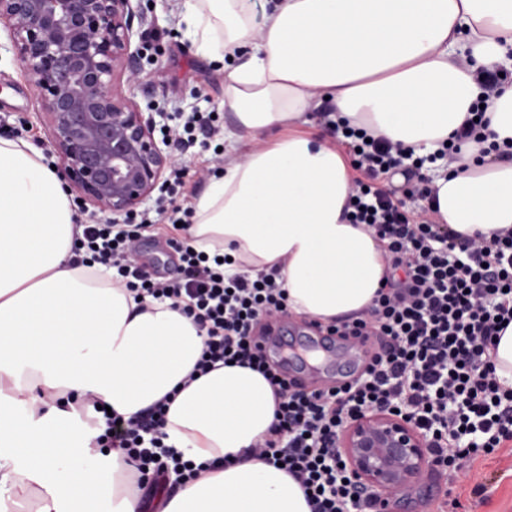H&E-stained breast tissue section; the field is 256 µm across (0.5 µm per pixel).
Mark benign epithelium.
Listing matches in <instances>:
<instances>
[{"instance_id": "7a95c632", "label": "benign epithelium", "mask_w": 512, "mask_h": 512, "mask_svg": "<svg viewBox=\"0 0 512 512\" xmlns=\"http://www.w3.org/2000/svg\"><path fill=\"white\" fill-rule=\"evenodd\" d=\"M136 21L143 16L132 0H0V23L38 91L66 177L84 201L128 217L172 166L154 119L113 92L115 74L139 72ZM429 447L408 418L384 410L356 416L338 438L350 475L376 494L380 512L437 470Z\"/></svg>"}]
</instances>
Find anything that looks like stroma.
Wrapping results in <instances>:
<instances>
[{
	"mask_svg": "<svg viewBox=\"0 0 512 512\" xmlns=\"http://www.w3.org/2000/svg\"><path fill=\"white\" fill-rule=\"evenodd\" d=\"M145 21L134 27V44L142 48V68L137 81L116 74L117 97L153 116L155 128L165 131L184 123L194 112L213 113L216 134L195 131L192 142L167 138L164 151L176 166L186 170L184 187L166 186L162 194H151L139 213L193 207L209 175L223 165L217 146L223 145L222 129L232 116L224 108V71L218 64L197 55L184 39V23L178 0H141ZM0 138L25 139L47 158L50 128L31 78L21 69L5 26L0 25ZM440 492L429 495L418 489L409 498L392 502L391 512H437L444 495L457 498V512H512V441L471 466L440 471Z\"/></svg>",
	"mask_w": 512,
	"mask_h": 512,
	"instance_id": "stroma-1",
	"label": "stroma"
}]
</instances>
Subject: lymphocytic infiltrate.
<instances>
[{"instance_id":"1","label":"lymphocytic infiltrate","mask_w":512,"mask_h":512,"mask_svg":"<svg viewBox=\"0 0 512 512\" xmlns=\"http://www.w3.org/2000/svg\"><path fill=\"white\" fill-rule=\"evenodd\" d=\"M336 131L363 173L355 182L349 219L374 232L391 270L369 318L328 328L379 344L351 383L300 389L254 350L257 324L288 312L278 271L228 276L223 263L210 261L189 239L173 238L169 244L179 256L181 278L153 277L135 260L137 242L153 226L147 218L121 226L85 225L83 245L127 288L181 303L206 328L198 371L237 363L270 381L280 398L277 422L256 448L267 460H280L302 486L312 512H375L374 493L351 480L337 446L355 416L385 409L409 418L435 439L433 453L446 468L464 467L512 441V390L500 385L494 363L496 339L512 322V230L494 232L487 241L460 240L432 219L426 204L417 211L406 205L415 196L430 198L422 169L435 156H414L403 144L369 138L361 128L342 124ZM393 172L412 182L399 199L377 184ZM104 423L97 447L123 450L135 465L139 489L159 488L172 472L185 480L199 477V468L180 461L163 443L164 404L124 421L112 415Z\"/></svg>"}]
</instances>
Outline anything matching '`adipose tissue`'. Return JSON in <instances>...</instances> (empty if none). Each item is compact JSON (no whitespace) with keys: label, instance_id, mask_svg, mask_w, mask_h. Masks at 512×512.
<instances>
[{"label":"adipose tissue","instance_id":"adipose-tissue-1","mask_svg":"<svg viewBox=\"0 0 512 512\" xmlns=\"http://www.w3.org/2000/svg\"><path fill=\"white\" fill-rule=\"evenodd\" d=\"M180 2L185 39L224 65L234 118L233 147L194 204L193 246L230 255L228 275L279 267L292 317L365 316L384 249L345 218L355 176L306 132L308 115L328 97L373 137L437 152L483 95L476 72L512 70V0ZM486 119L497 151L468 142L432 173L440 223L466 236L512 229V157L499 152L512 146V85ZM82 232L42 151L0 138V512L26 492L38 512H311L298 481L251 453L275 421L269 381L238 364L195 375L206 329L77 260ZM162 401L164 445L209 469L147 503L125 454L96 448V407L128 418Z\"/></svg>","mask_w":512,"mask_h":512}]
</instances>
